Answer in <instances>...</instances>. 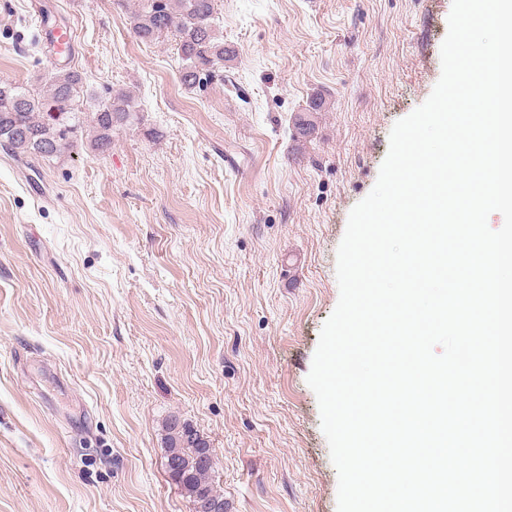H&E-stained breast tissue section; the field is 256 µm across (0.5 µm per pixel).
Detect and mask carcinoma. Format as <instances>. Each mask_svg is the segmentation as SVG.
Segmentation results:
<instances>
[{"label": "carcinoma", "instance_id": "obj_1", "mask_svg": "<svg viewBox=\"0 0 512 512\" xmlns=\"http://www.w3.org/2000/svg\"><path fill=\"white\" fill-rule=\"evenodd\" d=\"M221 20L215 0H138L132 16L134 34L152 42L164 33L178 40L184 65L180 82L188 89L201 82L203 73L211 74L233 54L220 34ZM82 73L74 68H57L45 89L30 91L13 83L0 82V140L15 155H32L50 160L68 152L83 125L92 129L90 148L105 153L112 146L113 129L131 122L132 98L123 92L106 91L96 99L95 110L75 111L77 97L84 88ZM325 107L323 98L314 96L305 111L293 118L299 138L314 130L313 114ZM166 458L179 459L184 469L170 478L190 498L224 503V495L214 485V459L202 446L200 434L178 417L167 419Z\"/></svg>", "mask_w": 512, "mask_h": 512}]
</instances>
